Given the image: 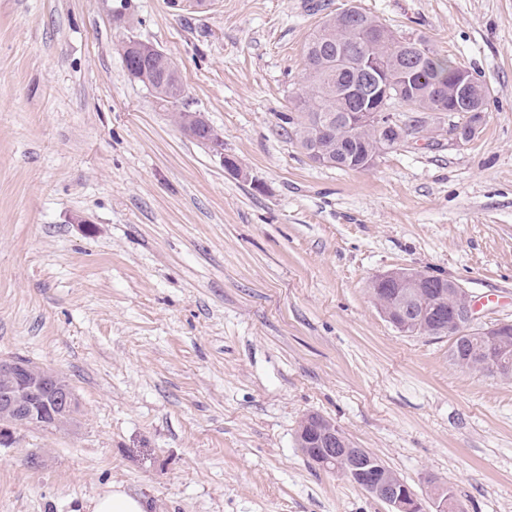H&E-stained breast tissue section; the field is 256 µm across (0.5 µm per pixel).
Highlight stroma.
<instances>
[{"label": "stroma", "mask_w": 512, "mask_h": 512, "mask_svg": "<svg viewBox=\"0 0 512 512\" xmlns=\"http://www.w3.org/2000/svg\"><path fill=\"white\" fill-rule=\"evenodd\" d=\"M353 0H0V357L63 373L70 434L0 444V512H88L114 484L153 512H390L298 446L310 413L432 507L512 512V378L384 318L369 282L457 281L473 331L512 322V0H354L488 87L478 134L448 115L372 167L299 147L304 45ZM177 65L182 110L120 40ZM44 462L33 468L28 457ZM120 46L122 53L128 58L126 59L123 56L128 73L130 74L132 69L138 72V76L133 79L142 83L163 107L178 106L181 98L177 91L182 82L178 68L173 60L155 46L136 40L132 36L122 39ZM166 55L168 63L160 67L148 63L144 65L135 60L141 59L143 62L162 63L165 61Z\"/></svg>", "instance_id": "obj_1"}]
</instances>
